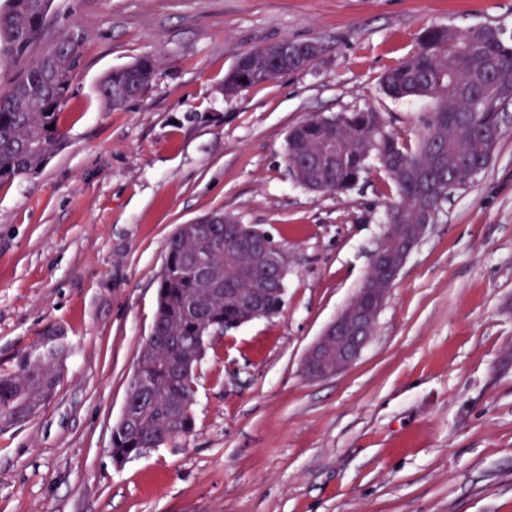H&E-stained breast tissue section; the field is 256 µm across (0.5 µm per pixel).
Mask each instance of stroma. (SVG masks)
Returning a JSON list of instances; mask_svg holds the SVG:
<instances>
[{
	"mask_svg": "<svg viewBox=\"0 0 512 512\" xmlns=\"http://www.w3.org/2000/svg\"><path fill=\"white\" fill-rule=\"evenodd\" d=\"M512 31V0H53L7 88L68 31L82 54L61 149L0 185V373L66 350L54 394L0 426V512H512V101L487 169L412 250L358 360L324 380L302 362L363 283L396 190L290 174V128L380 113L416 141L434 103L383 74L431 27ZM316 41L310 68L228 96L238 57ZM150 55L120 111L106 74ZM288 251L285 306L218 338L196 369L195 429L115 463L112 428L154 321L164 244L213 210Z\"/></svg>",
	"mask_w": 512,
	"mask_h": 512,
	"instance_id": "stroma-1",
	"label": "stroma"
}]
</instances>
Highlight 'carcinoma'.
I'll return each instance as SVG.
<instances>
[{"label": "carcinoma", "mask_w": 512, "mask_h": 512, "mask_svg": "<svg viewBox=\"0 0 512 512\" xmlns=\"http://www.w3.org/2000/svg\"><path fill=\"white\" fill-rule=\"evenodd\" d=\"M50 4L8 0L0 12V65L27 53ZM81 51L76 32L44 50L20 79L0 91V184L38 173L61 146V109ZM311 64L293 41L283 39L242 55L224 77V92L234 94ZM156 67L153 57L143 56L113 70L100 84L101 101L112 110L125 107L153 82ZM381 85L393 98L434 101L415 143L387 131L377 112L317 116L288 132L287 165L301 186L321 193L352 188L373 162L398 196L387 210V223L421 224L427 215L433 222L448 196L470 186L490 163L500 137L499 113L512 99V37L492 27H431L414 54L384 74ZM328 139L339 147L336 166L309 170L310 150ZM239 225L238 218L226 215L220 224H181L167 239L156 338L146 339L136 368L147 384V397L132 393L134 427L112 429L114 461L193 432L195 370L224 327L241 322L242 308L224 300V289L245 293L251 288L233 278L245 258L224 237V230ZM285 288L283 279L280 291L267 299L266 317L282 311ZM63 356L62 347L44 357L23 356L15 371L0 374V422H22L46 402Z\"/></svg>", "instance_id": "obj_1"}]
</instances>
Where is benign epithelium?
Segmentation results:
<instances>
[{"label": "benign epithelium", "instance_id": "obj_1", "mask_svg": "<svg viewBox=\"0 0 512 512\" xmlns=\"http://www.w3.org/2000/svg\"><path fill=\"white\" fill-rule=\"evenodd\" d=\"M430 225L410 224L404 230L395 225L376 245L370 271L373 275L323 329L308 349L302 365L309 380H321L348 369L376 333L379 314L394 288L412 249L425 237ZM240 246L255 267L268 273V283L279 280L283 254L261 238L245 237Z\"/></svg>", "mask_w": 512, "mask_h": 512}]
</instances>
